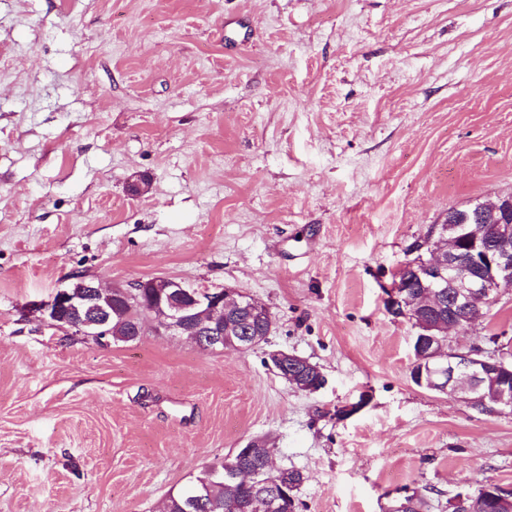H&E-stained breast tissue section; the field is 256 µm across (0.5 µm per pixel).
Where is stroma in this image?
<instances>
[{
	"label": "stroma",
	"mask_w": 512,
	"mask_h": 512,
	"mask_svg": "<svg viewBox=\"0 0 512 512\" xmlns=\"http://www.w3.org/2000/svg\"><path fill=\"white\" fill-rule=\"evenodd\" d=\"M507 192L512 0H0V512H163L256 437L299 512L512 492V414L413 383L384 307L412 242ZM77 275L235 288L275 329L99 346L30 310ZM502 331L512 287L449 338ZM291 361H297L306 365H310V362L307 359L296 354L289 353L285 350L277 349L267 353V365L286 382H294V376L291 372L293 370L288 368V363Z\"/></svg>",
	"instance_id": "stroma-1"
}]
</instances>
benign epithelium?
Returning a JSON list of instances; mask_svg holds the SVG:
<instances>
[{"instance_id": "benign-epithelium-1", "label": "benign epithelium", "mask_w": 512, "mask_h": 512, "mask_svg": "<svg viewBox=\"0 0 512 512\" xmlns=\"http://www.w3.org/2000/svg\"><path fill=\"white\" fill-rule=\"evenodd\" d=\"M512 213V192L500 194L496 200H476L464 208L448 211V223L434 224L429 234L418 240L410 250L416 260L410 262L424 293L440 294L448 289V318L465 320L476 300L491 304L497 301L502 287L512 284V223H502V216ZM144 288H155L166 304L151 323L158 331L187 338L206 351L224 349V321L212 327L198 323L202 311L224 312L238 306L250 314L266 319L265 333L250 337L240 350H250L267 341L274 327L273 317L264 305L235 288L198 291L169 277H155L142 282ZM388 313L395 318L414 313L412 300L405 290L395 286L387 290ZM45 326L60 328L66 324L97 345L107 344L112 335V291L83 277L56 290L50 300L34 306ZM421 368L415 380L429 390L448 388L463 395L472 405L494 404L499 413L512 411V385L503 382L488 396V378L509 371L512 362L498 350L489 351L479 345L465 352L445 351L441 341L430 334L413 337ZM309 364L296 354L277 349L267 353V365L287 382L294 381L288 363Z\"/></svg>"}]
</instances>
